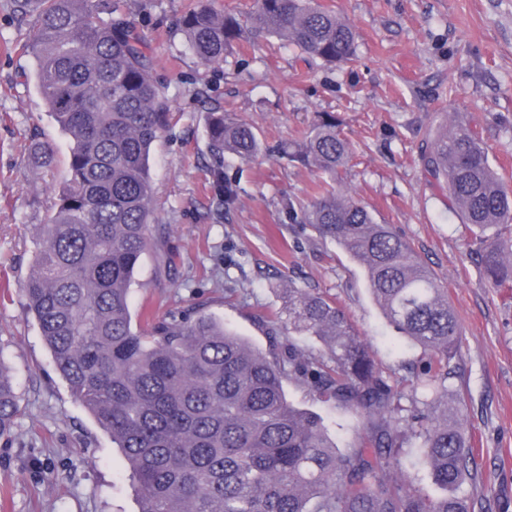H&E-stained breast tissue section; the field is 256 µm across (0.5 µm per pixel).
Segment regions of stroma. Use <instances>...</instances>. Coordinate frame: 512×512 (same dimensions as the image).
<instances>
[{
	"instance_id": "1",
	"label": "stroma",
	"mask_w": 512,
	"mask_h": 512,
	"mask_svg": "<svg viewBox=\"0 0 512 512\" xmlns=\"http://www.w3.org/2000/svg\"><path fill=\"white\" fill-rule=\"evenodd\" d=\"M357 34L359 60L330 67L259 35L222 65L185 47L181 20L194 0H121L147 37L153 78L171 108L153 146L154 236L175 256L141 257L131 313L165 315L193 302L269 353L268 315H286L288 284L338 298L384 370L417 360L394 344L362 268L330 239L291 223L287 203L307 199L314 170L280 159L321 112L340 121L353 154L341 185L392 225L448 288L463 326L451 391L461 394L481 470L478 495L512 512V288H493L469 253L472 231L430 183L419 154L438 124L479 129L492 165L512 185V0H319ZM30 27L0 0V361L19 401L17 427L0 439V512H138L120 449L58 373L23 285L43 223L68 177V138L34 87ZM219 106L251 124L269 151L228 157L236 205L215 219L205 113ZM55 151L45 178L26 169L32 139ZM289 400L321 414L338 447L354 444L360 418L286 384Z\"/></svg>"
}]
</instances>
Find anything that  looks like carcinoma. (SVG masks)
Masks as SVG:
<instances>
[{"instance_id": "carcinoma-1", "label": "carcinoma", "mask_w": 512, "mask_h": 512, "mask_svg": "<svg viewBox=\"0 0 512 512\" xmlns=\"http://www.w3.org/2000/svg\"><path fill=\"white\" fill-rule=\"evenodd\" d=\"M118 2L12 0L11 8L30 20L36 86L69 138L66 186L35 225L23 295L57 371L121 449L139 512H474L478 464L462 404L448 403L462 323L448 288L412 246L336 188L351 145L335 116H318L281 148V157L319 175L308 199L288 202V213L363 265L388 324L426 354L410 376L383 371L336 300L291 282L288 317L267 320L280 348L271 359L193 305L133 327L131 286L155 222L149 158L171 114L151 79L146 37ZM246 24L311 62L355 59L354 30L315 0H258L243 18L196 0L181 28L188 49L215 65ZM205 127L212 188L229 210L239 188L224 176V158L252 162L263 143L220 107L209 109ZM53 162L49 145L34 144L31 173ZM420 163L477 229L473 245L487 281L511 288L512 188L479 132L439 129L427 136ZM298 336L319 338L324 350L303 351ZM286 381L359 414L357 444L340 449L320 416L288 400ZM18 411L0 362L1 439L12 436ZM407 429L443 495L424 493L404 473ZM391 469L398 478L379 477Z\"/></svg>"}]
</instances>
